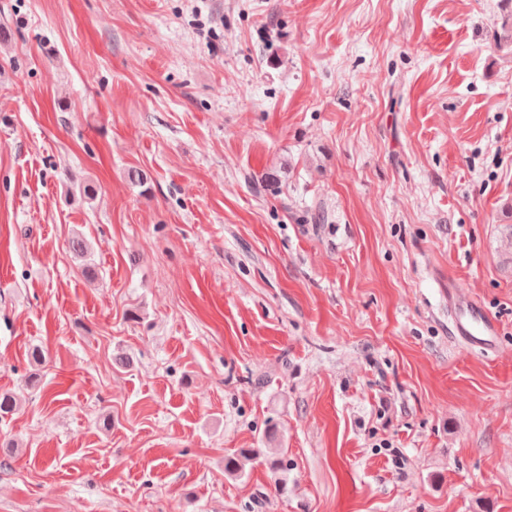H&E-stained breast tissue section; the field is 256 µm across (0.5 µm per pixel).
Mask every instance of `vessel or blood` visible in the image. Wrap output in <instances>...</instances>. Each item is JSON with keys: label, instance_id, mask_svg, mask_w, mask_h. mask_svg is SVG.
<instances>
[{"label": "vessel or blood", "instance_id": "b4317fda", "mask_svg": "<svg viewBox=\"0 0 512 512\" xmlns=\"http://www.w3.org/2000/svg\"><path fill=\"white\" fill-rule=\"evenodd\" d=\"M448 318L453 336L465 347L486 352L497 348L498 320L465 290L449 287Z\"/></svg>", "mask_w": 512, "mask_h": 512}]
</instances>
